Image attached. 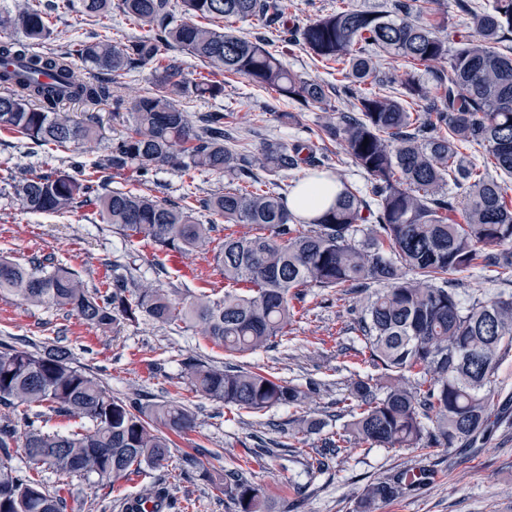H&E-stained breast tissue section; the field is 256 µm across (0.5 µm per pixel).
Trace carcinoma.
Instances as JSON below:
<instances>
[{
  "instance_id": "cac0c4a2",
  "label": "carcinoma",
  "mask_w": 512,
  "mask_h": 512,
  "mask_svg": "<svg viewBox=\"0 0 512 512\" xmlns=\"http://www.w3.org/2000/svg\"><path fill=\"white\" fill-rule=\"evenodd\" d=\"M456 7L473 25L457 30L450 47L440 0H392L389 11H331L302 26L288 25L280 0H120V11L139 28L124 41L103 23L112 16V0H56L49 9L0 0V130L42 146L91 141L98 108L110 101L118 110L124 99L112 95L110 81L78 77L77 63L114 77L151 65L153 89L134 101L130 126L112 139L96 168L134 167L144 177L168 166L239 182L258 167L272 176L255 191L228 189L202 200L228 230L214 254L224 277L220 300L132 289L117 262L110 286L90 292L71 268L38 256L26 263L0 257V296L54 307L103 330L139 314L162 324L180 320L242 355L288 336L301 289H368L351 330L364 363L381 374L352 381L336 401V420H349L324 439L312 464L329 467L344 442L459 453L476 448L498 417L492 383L512 352V294L474 296L464 304L454 282L479 259L486 268L512 272V0L485 6L456 0ZM60 9L86 15L101 31L65 54L38 50L51 39L52 13ZM247 18L277 32L282 47L299 46L316 62L336 65V85L290 71L265 37L227 32V22ZM165 48L215 71L189 80L181 61L162 57ZM381 55L402 60L405 70L375 76ZM422 67L433 68L431 88L417 75ZM220 74L273 88L301 110L324 108L333 93L345 107L331 109L309 137L288 145L270 141L255 154L229 146L235 136L224 112H204L193 122L177 105L190 95H222ZM67 103L81 105L85 118L62 111ZM334 146L368 176L370 197L339 173ZM468 150L482 153V161L468 160ZM298 170L338 189L335 202L309 222L288 210L278 184ZM9 188L31 213L92 203L113 232L167 253L191 251L215 231V222H201L189 207L139 189L99 194L87 178L64 171L31 173ZM231 224H250L255 233L231 232ZM183 377L191 391L237 411L301 408L312 394L231 362L220 368L189 358ZM0 405H45L58 417L88 421L67 433L45 429L40 412L25 416L21 433L10 420L0 424V512H65V497L38 479L42 468L65 479L109 481L160 466L169 455L168 433L194 423L172 401L138 405L112 396L74 365L66 347L47 342L34 352L0 343ZM16 447L23 449V468L12 463ZM429 479L423 470L378 478L364 489L360 512H376ZM218 490L239 512H266L261 490L237 470L224 475ZM137 501L170 506L159 487Z\"/></svg>"
}]
</instances>
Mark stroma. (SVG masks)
<instances>
[{
  "mask_svg": "<svg viewBox=\"0 0 512 512\" xmlns=\"http://www.w3.org/2000/svg\"><path fill=\"white\" fill-rule=\"evenodd\" d=\"M289 16L304 24L319 11L338 7L386 11L392 0H283ZM52 51H69L74 41L87 39L95 25L76 12L53 18ZM190 118L216 110L231 111V122L246 147L259 150L268 141L292 142L306 136L322 117L319 109L302 111L300 121L284 125L280 112L293 104L244 77L231 78L223 96L180 99ZM99 139L47 149L18 135L0 131V256L27 261L51 257L54 263L77 270L88 289L106 288L112 263L133 269L139 285L161 288L185 298L205 291L224 294V280L213 256L224 238L216 229L212 240L185 255H173L128 239L102 222L95 206H79L64 216L29 213L8 194V179L31 172L69 169L74 163L92 167L106 153L112 138L124 133L127 112L112 104L97 112ZM225 180L206 171L182 176L168 167L148 177L151 194L170 202H188L195 215L209 221L197 201L223 191ZM361 292L341 294L307 288L296 303L298 314L287 340L245 355L253 369L311 387L313 403L304 409L277 406L260 413L233 414L223 404L191 393L182 378L183 363L196 357L223 365L222 347L186 328L183 323L159 324L145 316L124 321L117 330L90 326L52 307H34L11 297H0V342L32 348L46 341L67 347L73 361L98 377L113 396L144 404L181 401L194 418V428L175 438L170 457L161 467L112 481L72 478L59 482L44 471L47 488L60 490L67 512H125L126 499L151 486L168 488L170 512H237L234 500L220 492L224 474L240 469L263 491L268 512H359L364 487L373 478L394 469L429 468L434 481L425 489L381 505L379 512H512V356L494 375L500 415L486 434L481 452L449 460L447 452L425 455L402 448L374 447L348 450L321 472H309L307 463L321 448L324 435H301L289 427L303 415L329 419L348 385L368 368L355 356L357 345L349 327L360 311Z\"/></svg>",
  "mask_w": 512,
  "mask_h": 512,
  "instance_id": "obj_1",
  "label": "stroma"
}]
</instances>
